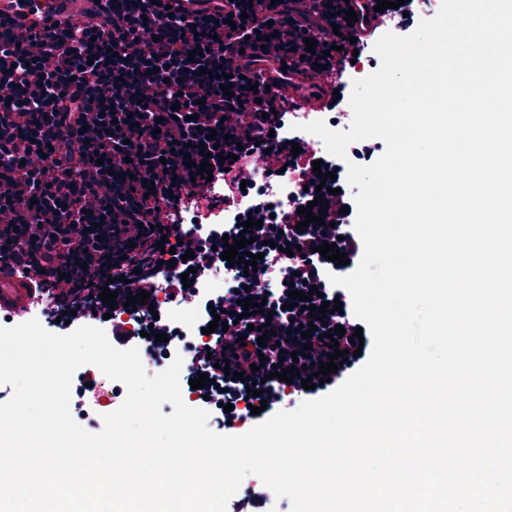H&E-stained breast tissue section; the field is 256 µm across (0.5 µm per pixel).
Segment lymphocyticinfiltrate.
<instances>
[{
	"label": "lymphocytic infiltrate",
	"mask_w": 512,
	"mask_h": 512,
	"mask_svg": "<svg viewBox=\"0 0 512 512\" xmlns=\"http://www.w3.org/2000/svg\"><path fill=\"white\" fill-rule=\"evenodd\" d=\"M197 0L188 10L178 0H112L106 15H92L54 32L19 30L0 22V264L27 271L44 304L55 312L78 310L83 321L102 312V286L120 295L149 294V305L112 314L110 342H135L132 324L164 314L190 292L181 275L220 259L239 227L227 216L252 208L253 185L244 178L256 159L269 177L291 170L304 181L287 221L250 227L248 250L256 271L233 265L231 282L215 300L227 330L197 334L175 344L190 379L209 385L193 407L206 410L218 427L253 428L281 410L286 398L316 399L332 392L368 360L373 338L352 312L313 309L334 301L344 288L330 275L358 266L363 244L355 230L354 188L325 194L323 223L296 231L297 208L313 202L319 184L314 153L285 151L288 122L302 107L268 89L255 67L265 58L306 79L343 67L361 77L372 46L349 48L348 0ZM314 53H307V41ZM229 74L230 92L220 88ZM174 246L161 250L160 241ZM336 244L349 262L323 258L318 248ZM293 254L283 253L284 244ZM193 251L190 263L172 255ZM313 285L311 309L292 305L289 290ZM262 303L244 315L245 297ZM316 322L317 336L301 328ZM272 330L258 344L257 327ZM347 363L316 389L301 381L317 372L331 350L323 335L335 326ZM361 332L362 351L350 335ZM299 359H292V352ZM229 362V370L218 367ZM296 368L299 381L273 378L274 368ZM259 382V395L247 391ZM233 411H224V404ZM266 413H258V406Z\"/></svg>",
	"instance_id": "obj_1"
}]
</instances>
